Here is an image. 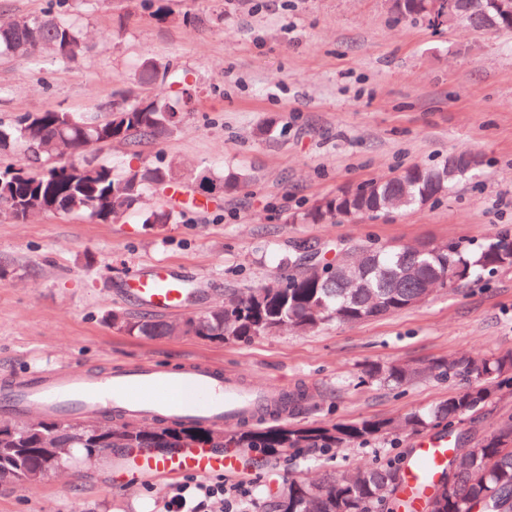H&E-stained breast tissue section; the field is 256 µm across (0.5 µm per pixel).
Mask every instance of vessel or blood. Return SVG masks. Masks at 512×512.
<instances>
[{
	"label": "vessel or blood",
	"instance_id": "obj_1",
	"mask_svg": "<svg viewBox=\"0 0 512 512\" xmlns=\"http://www.w3.org/2000/svg\"><path fill=\"white\" fill-rule=\"evenodd\" d=\"M129 291L159 312L179 313L186 308L182 279L162 265L134 276ZM280 395L275 388L249 387L237 374L211 361L189 359L173 368L150 362L122 365L104 376L70 370L25 374L0 389V410L18 415L32 409L51 415L115 412L219 425L229 419L252 420L272 407ZM451 452L447 439L441 437L416 443L400 490L408 512H425L426 499ZM118 466L144 477L208 476L234 472L238 461L207 445L194 444L162 455L136 448L125 454Z\"/></svg>",
	"mask_w": 512,
	"mask_h": 512
}]
</instances>
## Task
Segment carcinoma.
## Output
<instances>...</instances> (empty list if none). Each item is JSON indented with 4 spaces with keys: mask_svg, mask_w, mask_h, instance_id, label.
<instances>
[{
    "mask_svg": "<svg viewBox=\"0 0 512 512\" xmlns=\"http://www.w3.org/2000/svg\"><path fill=\"white\" fill-rule=\"evenodd\" d=\"M428 0H396L393 11L401 17L428 19ZM457 22L475 31L499 30L512 32V18L495 16L488 24L487 16L474 12L472 0H454ZM42 25L30 27H0V55L22 57L27 47L45 43L47 55L60 63L69 62L84 52V33L48 10L41 15ZM136 81L153 88L164 82L161 67L151 59L143 60ZM183 120L166 97L153 95L124 98L115 103L107 118L92 121L86 117L59 111L21 115L13 122H0V154H22L27 163L0 167V208L17 207L14 218L28 220L22 200L37 196L51 206L53 213H84L92 219L118 221L133 210L150 187L168 189L174 186L173 167L161 169L143 165L122 175L106 165L85 161L78 164L83 172L64 173L57 156L60 145L70 141L78 144L79 153L92 148L100 138L136 145L146 139L173 134ZM449 161L433 167L414 165L395 176L372 182L349 193L326 199L303 215V219L320 222L338 216L374 215L402 210L434 202L445 195L460 179L452 177ZM197 174L224 190L248 181L239 172L227 179L201 169ZM176 220L172 210L156 209L143 219L145 224H171ZM339 263L327 262L322 268L305 275L290 277L276 288H256L246 296L224 301L200 314L187 317L188 333L201 339L237 342L261 336L283 327L300 332L310 331L329 321L355 323L369 317L399 312L413 306L419 285L425 281L448 285V279L459 274L471 279L480 272H492L512 266V240H490L479 249L470 251L456 242L435 246L421 253L412 245L373 247L364 254L362 273L372 295L367 296L352 286L350 280L337 275ZM413 268L416 277L403 278V272ZM130 333L139 336H166L168 323L152 317L131 318ZM450 376L468 380V386L448 397L435 411V418L453 419L477 409L490 395L494 386H512V354L485 359L464 357L443 366ZM416 370L404 365L375 366L369 370L373 378L405 383ZM394 427L390 421L338 422L327 426H277L245 429L224 439L211 436V430L183 422L159 424L143 428L139 433L147 439L149 448H180L189 442L202 441L213 448L228 442L236 448H266L274 453L281 448H320L329 450L344 443L366 441ZM125 434L121 427L112 434L94 431L70 445L89 454L99 448H117L122 441L112 439ZM42 464L33 453L0 455V469L7 468L17 479ZM463 470L453 472L450 483L440 482L433 496L440 505L438 512H512V421H507L477 447L470 449L462 460ZM404 467L397 456L362 469L350 477H333L321 484L310 485L298 478L288 481V502L273 504L274 512H374V507L386 497L392 498L389 510L399 507L392 497L395 473Z\"/></svg>",
    "mask_w": 512,
    "mask_h": 512,
    "instance_id": "cac0c4a2",
    "label": "carcinoma"
}]
</instances>
